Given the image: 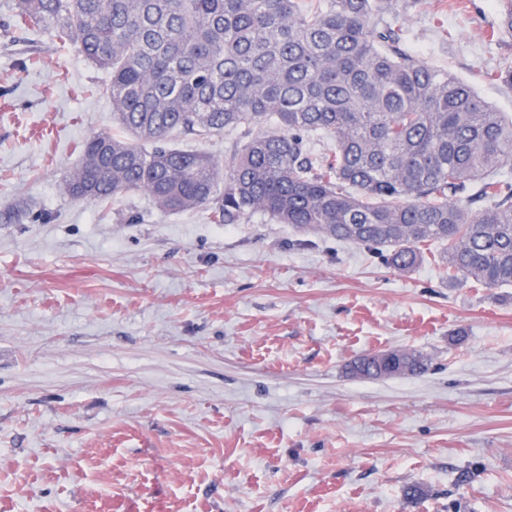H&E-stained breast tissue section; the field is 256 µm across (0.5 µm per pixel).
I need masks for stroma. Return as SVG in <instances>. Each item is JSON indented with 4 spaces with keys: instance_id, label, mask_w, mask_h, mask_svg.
<instances>
[{
    "instance_id": "stroma-1",
    "label": "stroma",
    "mask_w": 512,
    "mask_h": 512,
    "mask_svg": "<svg viewBox=\"0 0 512 512\" xmlns=\"http://www.w3.org/2000/svg\"><path fill=\"white\" fill-rule=\"evenodd\" d=\"M0 0V512H512V286L253 213L64 195L107 71ZM501 0H420L431 65L512 115ZM428 372L348 374L390 349ZM424 495L408 499L410 486Z\"/></svg>"
}]
</instances>
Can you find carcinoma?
I'll return each instance as SVG.
<instances>
[{"label": "carcinoma", "mask_w": 512, "mask_h": 512, "mask_svg": "<svg viewBox=\"0 0 512 512\" xmlns=\"http://www.w3.org/2000/svg\"><path fill=\"white\" fill-rule=\"evenodd\" d=\"M402 0H17L22 24L74 42L109 73L121 135L80 145L63 180L107 204L149 196L162 213L207 208L237 224L263 212L304 233L378 251L406 270L446 246L448 271L512 285V115L404 44ZM239 131L220 163L172 145ZM336 144L317 153L312 136ZM224 189H219V186ZM392 350L350 365L415 375Z\"/></svg>", "instance_id": "cac0c4a2"}]
</instances>
